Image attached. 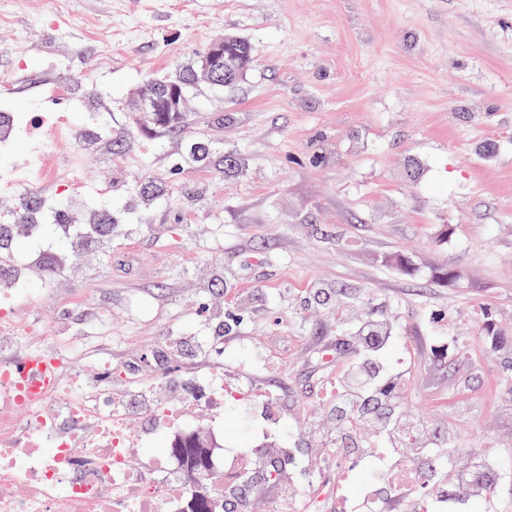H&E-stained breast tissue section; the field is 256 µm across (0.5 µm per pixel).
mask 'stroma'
Here are the masks:
<instances>
[{"instance_id":"obj_1","label":"stroma","mask_w":512,"mask_h":512,"mask_svg":"<svg viewBox=\"0 0 512 512\" xmlns=\"http://www.w3.org/2000/svg\"><path fill=\"white\" fill-rule=\"evenodd\" d=\"M0 0V111H66L97 125L96 152L42 127L0 146V178L43 154L53 179L85 189L83 209L118 223L97 250L53 232L19 255H69L68 276L22 283L34 330L78 341L97 375L148 351L177 363L167 397L217 376L278 390L265 411L233 408L197 430L224 432L282 461L252 512L317 478L316 449L350 447L325 390L354 382L360 321L394 343L380 369L400 414L455 433L469 449L512 452V0ZM248 37L254 64L234 88L190 92L189 125L131 128L125 100L192 64L212 39ZM66 85L68 100L49 99ZM129 135L121 157L112 133ZM210 162L191 161L195 138ZM250 160L242 178L224 156ZM166 190L151 202L139 180ZM457 271L444 279L445 268ZM489 307L497 346L481 330ZM336 346L334 364L319 351Z\"/></svg>"}]
</instances>
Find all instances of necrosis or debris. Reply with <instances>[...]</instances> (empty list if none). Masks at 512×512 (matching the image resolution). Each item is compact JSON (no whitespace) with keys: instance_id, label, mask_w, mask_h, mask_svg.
<instances>
[{"instance_id":"1","label":"necrosis or debris","mask_w":512,"mask_h":512,"mask_svg":"<svg viewBox=\"0 0 512 512\" xmlns=\"http://www.w3.org/2000/svg\"><path fill=\"white\" fill-rule=\"evenodd\" d=\"M25 266L13 259L0 284V512H179L190 482L169 475L176 462L168 449L175 432L190 430L199 408L220 414L226 399L252 402L258 392L217 380L209 392L178 401L119 405L112 397L111 363H103L95 380L61 384L60 374L71 368L70 349L46 328L42 348L56 360L58 377L39 384L35 401L20 406L9 370L30 356L31 323L16 302ZM134 411L150 424L140 447L127 427ZM446 464L441 456L414 457L404 475L383 472L378 485L395 495L406 487L422 491L420 472Z\"/></svg>"}]
</instances>
